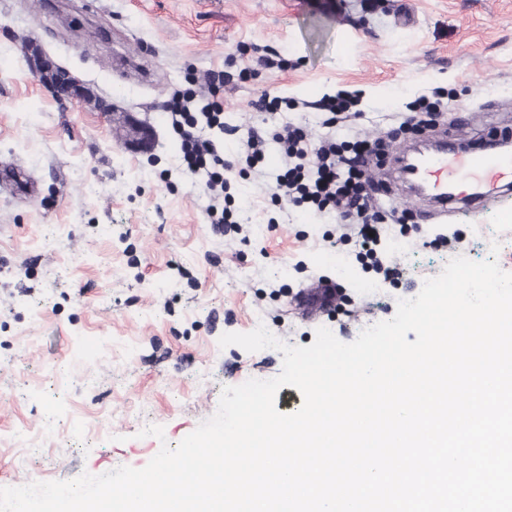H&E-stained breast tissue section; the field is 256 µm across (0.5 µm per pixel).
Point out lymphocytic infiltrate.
Segmentation results:
<instances>
[{"instance_id":"lymphocytic-infiltrate-1","label":"lymphocytic infiltrate","mask_w":512,"mask_h":512,"mask_svg":"<svg viewBox=\"0 0 512 512\" xmlns=\"http://www.w3.org/2000/svg\"><path fill=\"white\" fill-rule=\"evenodd\" d=\"M223 88V72L210 71L198 88L176 93L167 106V119L180 139L181 169L208 189L207 215L214 228L220 231L236 223L231 176H248L263 165L267 149L273 147L283 166L269 174L272 204L340 215L363 250H370L377 240L376 226L385 215L369 190L368 164L380 159L382 142L356 136L337 139L335 127L345 110L339 102L330 105V115L323 122L326 134L320 140H311L302 127L286 121L262 133L248 130L237 139L236 161L226 160L209 137L211 130L224 127V108L218 99Z\"/></svg>"}]
</instances>
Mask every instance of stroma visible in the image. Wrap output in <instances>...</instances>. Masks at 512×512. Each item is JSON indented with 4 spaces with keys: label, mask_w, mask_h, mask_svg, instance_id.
Masks as SVG:
<instances>
[{
    "label": "stroma",
    "mask_w": 512,
    "mask_h": 512,
    "mask_svg": "<svg viewBox=\"0 0 512 512\" xmlns=\"http://www.w3.org/2000/svg\"><path fill=\"white\" fill-rule=\"evenodd\" d=\"M405 1L409 27L397 23ZM242 44L290 64L240 82ZM35 50L84 95L56 100L34 72ZM209 70L230 79V125L280 122L253 106L267 91L298 102L285 118L316 139L319 101L343 96L363 112L343 133L374 139L440 86L454 97L430 136L477 141L512 128V0H0V166L19 164L39 184L32 199L0 190V487L144 467L215 414L223 387L280 373L279 351L223 348L222 334L261 321L308 346L327 323L349 343L454 257L493 258L512 273V196L466 215H415L403 231L382 226L383 254L401 236L418 263L373 294L359 285L376 274L356 240H340L337 218L292 209L268 226L262 173L237 184L242 233L214 230L206 190L179 173L163 118L190 73ZM137 125L153 129L151 142L139 143ZM322 275L354 316L291 309ZM76 358L80 369L57 385ZM150 425L163 437L142 436Z\"/></svg>",
    "instance_id": "35a3bbf8"
}]
</instances>
